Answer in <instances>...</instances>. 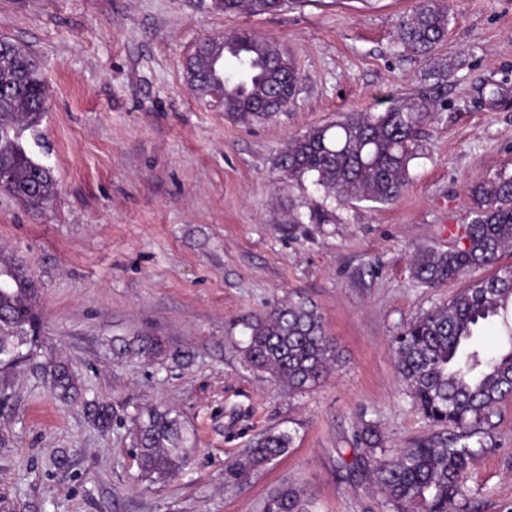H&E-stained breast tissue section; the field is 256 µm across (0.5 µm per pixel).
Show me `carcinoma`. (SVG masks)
Returning <instances> with one entry per match:
<instances>
[{
	"label": "carcinoma",
	"instance_id": "carcinoma-1",
	"mask_svg": "<svg viewBox=\"0 0 512 512\" xmlns=\"http://www.w3.org/2000/svg\"><path fill=\"white\" fill-rule=\"evenodd\" d=\"M291 0H212L226 14L275 15ZM449 16L438 0H422L397 27V44L404 51L427 56L448 34ZM448 62L431 59L428 87L399 98L383 112H345L336 120L291 136L277 157V166L290 182L311 181L324 199L340 203H387L410 180V164L419 155L427 127L441 120ZM184 80L195 97L240 120H269L273 112L259 104L276 96L281 109L291 105L302 80L294 62L278 44L246 31L204 40L190 55ZM47 85L28 48L16 41L0 52V192L38 210L56 194L53 170L23 143L37 136L47 105ZM473 219L465 244L452 250H425L411 263L413 278L434 288L477 268H495L487 279L466 288L447 305L408 323L394 338L396 368L410 389L423 417L432 425L451 429L453 437L421 441L396 453L383 446L376 427L357 430L363 454L356 460L372 484L396 512L420 504L421 512H450L464 497V475L472 452L465 440L471 427L512 398V266H497L500 254L512 248V172L501 168L471 183ZM333 212L310 206L292 215L291 223L330 224ZM37 287L23 265L0 255V355L14 348L13 339L36 330L33 303ZM498 318L508 346L493 355L475 348V332ZM241 349L245 365L268 374L288 390L302 393L320 383L339 361L336 342L326 330L318 308L303 297H290L246 323ZM116 356L147 363L167 355L156 336L112 339ZM52 391L63 402L78 396L69 367L49 369ZM88 411L106 429L117 418L116 408L91 403ZM135 460L142 478L167 481L181 473L194 448V433L170 408L150 407L132 417ZM292 436L269 432L246 449L224 473L231 483H243L255 472L288 454ZM262 512H311L299 490L284 486L271 494Z\"/></svg>",
	"mask_w": 512,
	"mask_h": 512
}]
</instances>
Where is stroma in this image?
Masks as SVG:
<instances>
[{
  "label": "stroma",
  "instance_id": "1",
  "mask_svg": "<svg viewBox=\"0 0 512 512\" xmlns=\"http://www.w3.org/2000/svg\"><path fill=\"white\" fill-rule=\"evenodd\" d=\"M420 2L301 0L254 16L210 0H0V38L25 45L49 87L34 153L57 182L39 211L0 193V254L22 260L41 321L39 336L0 355V512H261L285 485L313 512H394L349 468L360 424L395 451L441 430L415 407L392 341L491 274L428 288L412 258L462 246L468 184L512 168V0H439L448 35L428 58L394 41ZM237 30L274 39L303 75L272 119L205 108L183 80L198 42ZM433 57L451 71L442 120L401 195L338 204L335 223L289 230L291 212L322 197L284 180L288 138L419 92ZM296 295L317 306L340 360L293 395L240 349L252 316ZM141 335L171 357L113 356V338ZM59 361L85 399L120 405V422L102 430L62 405L46 376ZM151 406L196 433L190 465L165 482L141 479L132 458L130 419ZM268 431L292 435L288 454L226 484ZM475 438L462 512H512V398Z\"/></svg>",
  "mask_w": 512,
  "mask_h": 512
}]
</instances>
